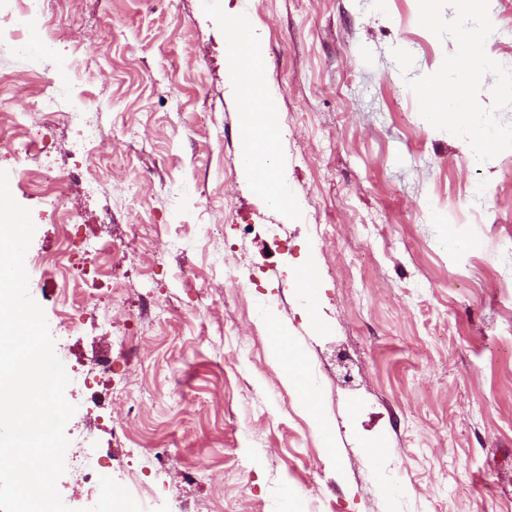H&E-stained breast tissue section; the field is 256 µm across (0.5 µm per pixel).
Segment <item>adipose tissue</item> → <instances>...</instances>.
I'll use <instances>...</instances> for the list:
<instances>
[{"mask_svg":"<svg viewBox=\"0 0 512 512\" xmlns=\"http://www.w3.org/2000/svg\"><path fill=\"white\" fill-rule=\"evenodd\" d=\"M228 43L227 70L241 89L243 103L244 147L240 169L266 196L287 201L285 184L269 164L270 157L277 150L281 130L275 96L263 73L262 43L242 20L230 27ZM267 326L271 352L283 366L284 379L299 392L301 404L323 441L332 443L333 426L308 383L303 352L290 340L287 329L275 317H268Z\"/></svg>","mask_w":512,"mask_h":512,"instance_id":"obj_1","label":"adipose tissue"}]
</instances>
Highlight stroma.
I'll return each mask as SVG.
<instances>
[{
    "instance_id": "1",
    "label": "stroma",
    "mask_w": 512,
    "mask_h": 512,
    "mask_svg": "<svg viewBox=\"0 0 512 512\" xmlns=\"http://www.w3.org/2000/svg\"><path fill=\"white\" fill-rule=\"evenodd\" d=\"M490 18L485 52L512 63V0H491ZM239 19L278 102L285 205L239 167L242 98L225 67ZM52 32L57 48L0 55L6 96L49 156L72 154L65 202L81 236L113 243L127 290L111 329L85 317L66 336L26 266L66 370L111 363L65 389L70 451L99 448L143 512H512V149L475 163L421 117L391 51L419 77L456 43L420 26L416 0H60L28 37ZM74 63L106 128L86 147L32 107L34 78L69 83ZM16 157L0 147L32 257L62 228ZM140 224L151 234L129 249ZM309 258L310 299L292 277ZM228 267L255 290L232 287ZM269 315L306 357L334 447L283 380ZM144 453L147 492L130 476ZM57 487L74 512L100 495L71 466Z\"/></svg>"
}]
</instances>
